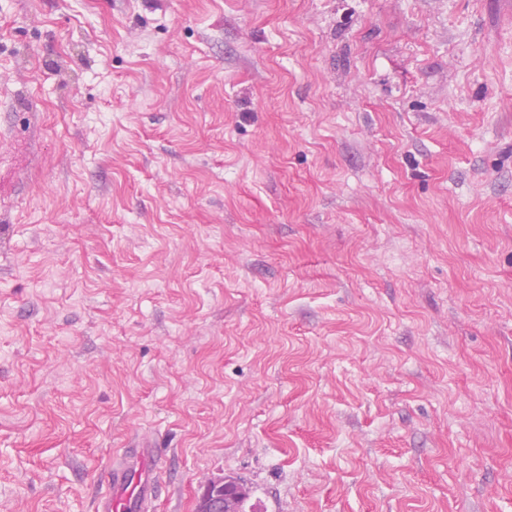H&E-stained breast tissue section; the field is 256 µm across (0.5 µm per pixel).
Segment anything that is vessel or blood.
<instances>
[{
	"instance_id": "1",
	"label": "vessel or blood",
	"mask_w": 512,
	"mask_h": 512,
	"mask_svg": "<svg viewBox=\"0 0 512 512\" xmlns=\"http://www.w3.org/2000/svg\"><path fill=\"white\" fill-rule=\"evenodd\" d=\"M158 461L154 449H127L109 476L110 489L96 512H145L158 494Z\"/></svg>"
}]
</instances>
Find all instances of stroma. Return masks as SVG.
I'll return each instance as SVG.
<instances>
[{"instance_id": "1", "label": "stroma", "mask_w": 512, "mask_h": 512, "mask_svg": "<svg viewBox=\"0 0 512 512\" xmlns=\"http://www.w3.org/2000/svg\"><path fill=\"white\" fill-rule=\"evenodd\" d=\"M512 512V0H0V512ZM112 467L110 489L97 502V512H144L158 494V461L154 448H128ZM239 489L231 486V482L224 479H217L209 483L198 497L196 512H231L227 508L228 499H239Z\"/></svg>"}]
</instances>
